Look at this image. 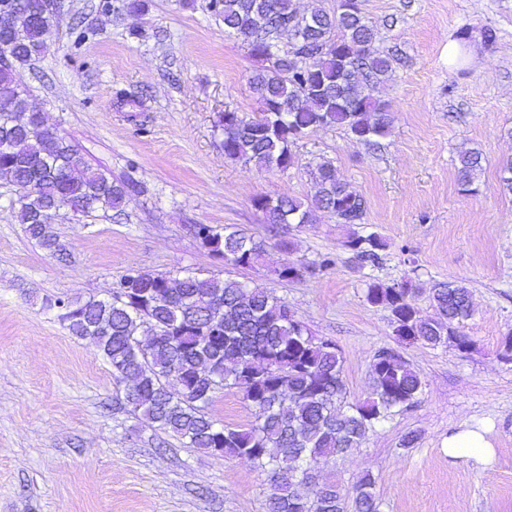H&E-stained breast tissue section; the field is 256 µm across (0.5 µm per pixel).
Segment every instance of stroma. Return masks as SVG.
I'll list each match as a JSON object with an SVG mask.
<instances>
[{"mask_svg": "<svg viewBox=\"0 0 512 512\" xmlns=\"http://www.w3.org/2000/svg\"><path fill=\"white\" fill-rule=\"evenodd\" d=\"M207 0H62L48 51L21 67L30 101L90 167L133 184L123 215L58 220L66 260L27 238L0 178V512H264L266 473L250 461L199 453L137 420L94 343L72 336L47 297L108 296L126 269L233 277L285 300L315 336L342 352L347 400L369 393V364L397 350L421 376L418 403L395 410L361 448L326 475L352 485L375 479L382 512H512V194L501 162L512 158V0H361L377 47L393 69L379 89L392 117L373 148L339 127L292 147L296 163L261 170L225 159L222 112L253 114L248 79L258 62L206 11ZM474 52L448 60L449 44ZM138 99L135 112L116 91ZM484 158L476 192L463 191L457 157ZM332 161L367 200L355 226L321 215L276 237L253 204L260 195L305 197L311 171ZM198 224H235L269 243L262 264L225 267L195 238ZM389 244L379 266L358 268L351 233ZM327 253L332 267L312 262ZM305 264L281 280L275 267ZM459 281L472 292L469 349L400 343L390 313L370 305L369 282ZM484 428L496 448L480 463L448 455V437ZM416 432L414 447L400 445Z\"/></svg>", "mask_w": 512, "mask_h": 512, "instance_id": "obj_1", "label": "stroma"}]
</instances>
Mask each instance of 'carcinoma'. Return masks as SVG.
<instances>
[{
  "label": "carcinoma",
  "mask_w": 512,
  "mask_h": 512,
  "mask_svg": "<svg viewBox=\"0 0 512 512\" xmlns=\"http://www.w3.org/2000/svg\"><path fill=\"white\" fill-rule=\"evenodd\" d=\"M207 9L262 63L249 77L258 113L224 112L218 122L224 157L261 169L295 164L294 142L317 127L338 126L350 139L378 144L391 122L375 96L392 58L375 48L361 10L329 9L311 0H208ZM53 0H0V175L24 189L18 217L28 237L50 255L63 251L58 218L123 211L132 185L90 168L75 147L34 108L18 67L43 55L56 26ZM483 170L479 151L459 159V180L471 191ZM254 206L274 229L310 224L323 212L338 224H360L365 197L340 180L329 160L314 168L308 200L260 195ZM195 237L212 257L236 268L259 264L268 243L238 226L200 224ZM359 266H376L387 242L377 233L345 241ZM419 284L372 281L366 301L390 311L393 333L410 343L470 347L469 289L456 282L431 288L436 313L421 315ZM62 300H46L53 309ZM64 304V303H62ZM59 314L69 332L91 339L112 374L126 383L117 400L185 448L241 457L268 473L265 512H380L371 473L344 487L323 476L336 457L361 447L376 423L417 402L422 380L399 354L382 349L368 370L369 395L346 402L343 359L335 342L317 339L288 303L233 278L171 277L131 269L110 297L67 302ZM234 388L252 408L246 425L210 413L213 395Z\"/></svg>",
  "instance_id": "cac0c4a2"
}]
</instances>
